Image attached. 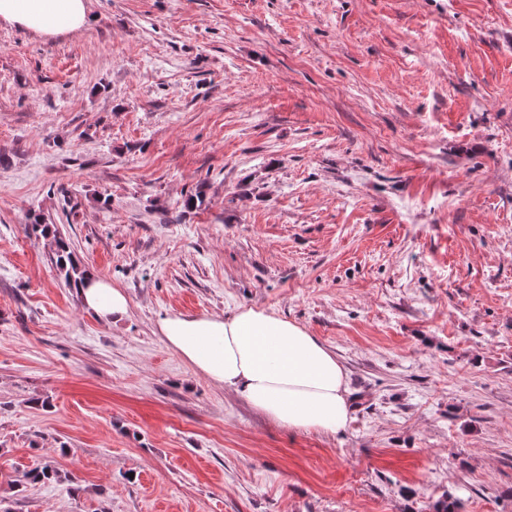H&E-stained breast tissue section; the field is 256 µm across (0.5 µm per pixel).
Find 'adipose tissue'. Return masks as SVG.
Listing matches in <instances>:
<instances>
[{
  "label": "adipose tissue",
  "mask_w": 512,
  "mask_h": 512,
  "mask_svg": "<svg viewBox=\"0 0 512 512\" xmlns=\"http://www.w3.org/2000/svg\"><path fill=\"white\" fill-rule=\"evenodd\" d=\"M89 19L87 0H0V22L43 37L82 29ZM80 296L86 309L110 322L129 311L126 295L94 275ZM159 330L196 371L281 425L335 433L349 420L343 367L294 322L248 306L224 318L171 315L160 321Z\"/></svg>",
  "instance_id": "ef3b65f1"
}]
</instances>
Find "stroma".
Segmentation results:
<instances>
[{
    "instance_id": "35a3bbf8",
    "label": "stroma",
    "mask_w": 512,
    "mask_h": 512,
    "mask_svg": "<svg viewBox=\"0 0 512 512\" xmlns=\"http://www.w3.org/2000/svg\"><path fill=\"white\" fill-rule=\"evenodd\" d=\"M88 7L0 23V502L512 512V0ZM32 212L126 319L83 308ZM242 306L336 355L343 430L280 426L160 335ZM47 460L79 495L12 488ZM89 0H0V22L14 24L43 37L84 28L90 19Z\"/></svg>"
}]
</instances>
